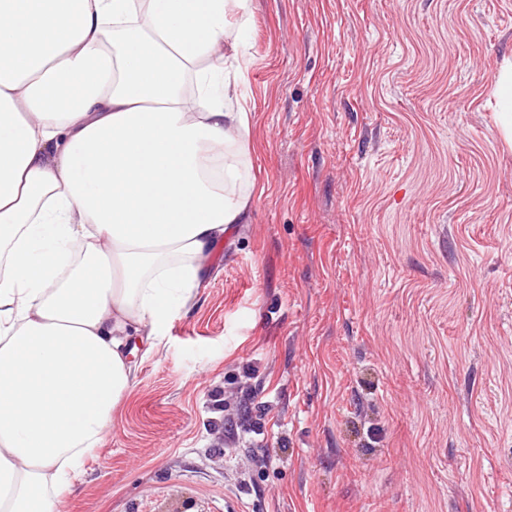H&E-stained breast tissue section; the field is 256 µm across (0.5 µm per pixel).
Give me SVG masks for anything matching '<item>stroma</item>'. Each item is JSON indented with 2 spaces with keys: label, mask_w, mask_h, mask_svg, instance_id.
Instances as JSON below:
<instances>
[{
  "label": "stroma",
  "mask_w": 512,
  "mask_h": 512,
  "mask_svg": "<svg viewBox=\"0 0 512 512\" xmlns=\"http://www.w3.org/2000/svg\"><path fill=\"white\" fill-rule=\"evenodd\" d=\"M251 3V219L63 512H512V0ZM496 91L502 104V111L500 112L502 114V125L508 128L510 132L512 128V71L510 69L506 75L500 76Z\"/></svg>",
  "instance_id": "1"
}]
</instances>
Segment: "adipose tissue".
<instances>
[{
  "label": "adipose tissue",
  "mask_w": 512,
  "mask_h": 512,
  "mask_svg": "<svg viewBox=\"0 0 512 512\" xmlns=\"http://www.w3.org/2000/svg\"><path fill=\"white\" fill-rule=\"evenodd\" d=\"M250 0H0V512H63L233 225Z\"/></svg>",
  "instance_id": "adipose-tissue-1"
}]
</instances>
